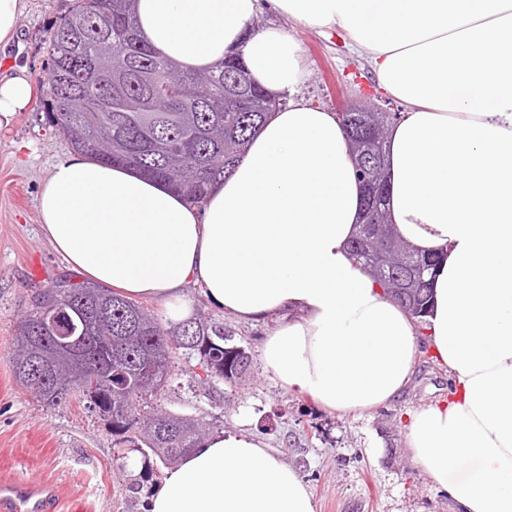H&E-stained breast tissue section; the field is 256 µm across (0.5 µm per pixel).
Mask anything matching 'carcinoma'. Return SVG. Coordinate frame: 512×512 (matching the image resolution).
I'll use <instances>...</instances> for the list:
<instances>
[{"instance_id":"cac0c4a2","label":"carcinoma","mask_w":512,"mask_h":512,"mask_svg":"<svg viewBox=\"0 0 512 512\" xmlns=\"http://www.w3.org/2000/svg\"><path fill=\"white\" fill-rule=\"evenodd\" d=\"M133 0H73L50 42V67L42 82L52 111L47 120L70 145L104 163L133 167L165 182L194 205L208 188L235 166L251 136L268 114L281 109L254 86L242 63L230 58L202 72L179 71L180 87H167L173 66L159 57L137 31ZM400 113L377 112L369 120L382 131L378 151L389 153V128ZM369 223L360 226L350 244L354 256L400 306L418 308L423 316L430 300V271L436 257L411 249L394 231L386 192L366 202ZM402 280L410 290L396 291ZM59 301L93 345L112 346V377L95 392L63 395L56 384L35 387L25 375L29 362L50 350L36 330L48 301ZM12 367L16 382L39 403L58 406L72 396L94 405L112 424L119 443L136 440L165 465L175 464L211 433V424L162 408L134 412V400L156 396L151 383L125 392L117 382L151 350L172 346L158 368L170 372L174 359L198 357L206 373L200 384L234 380L250 367L246 349L233 343L224 326L205 317L167 327L141 302L84 282L64 280L33 294L30 309L13 337ZM136 430V436L129 435Z\"/></svg>"}]
</instances>
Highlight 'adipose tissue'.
Returning <instances> with one entry per match:
<instances>
[{
	"label": "adipose tissue",
	"mask_w": 512,
	"mask_h": 512,
	"mask_svg": "<svg viewBox=\"0 0 512 512\" xmlns=\"http://www.w3.org/2000/svg\"><path fill=\"white\" fill-rule=\"evenodd\" d=\"M350 30L408 107L390 131L389 210L438 254L430 342L347 250L364 192L335 113L294 93L298 45L259 10ZM140 35L202 71L240 53L253 81L291 94L199 207L161 182L73 153L39 194L57 252L95 283L190 318V287L222 313L277 318L261 360L282 390L360 414L407 386L429 347L452 377L416 411L417 469L460 512H512V0H136ZM32 99L0 77V127ZM147 512H316L299 473L250 437L219 432L167 469Z\"/></svg>",
	"instance_id": "adipose-tissue-1"
}]
</instances>
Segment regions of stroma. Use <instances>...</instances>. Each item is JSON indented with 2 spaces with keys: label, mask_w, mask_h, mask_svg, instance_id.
Returning <instances> with one entry per match:
<instances>
[{
  "label": "stroma",
  "mask_w": 512,
  "mask_h": 512,
  "mask_svg": "<svg viewBox=\"0 0 512 512\" xmlns=\"http://www.w3.org/2000/svg\"><path fill=\"white\" fill-rule=\"evenodd\" d=\"M68 0H27L19 31L0 45V73L22 69L33 96L26 111L0 129V482L49 486L55 512H143L151 485L165 467L144 445L113 446L112 429L87 402L54 407L34 401L12 372L11 338L33 291L57 280L85 276L50 245L40 223L38 194L51 167L71 151L47 122L50 101L41 82L49 70V45ZM277 26L302 48L304 79L296 92L308 105L340 112L348 104L381 112L405 105L377 82L370 64L345 29L305 27L259 12L255 31ZM194 315L231 329L252 357L246 376L197 383L198 360L178 361L158 395L166 410L196 416L221 430L253 436L273 448L305 479L316 512H453L447 492L418 470L406 426L417 409L448 395L451 378L422 348L407 387L385 407L360 415L323 411L307 397L280 389L260 359L275 319L241 321L214 309L191 291Z\"/></svg>",
  "instance_id": "35a3bbf8"
}]
</instances>
